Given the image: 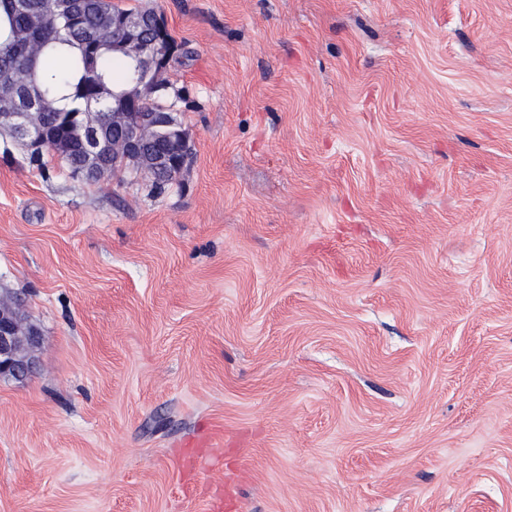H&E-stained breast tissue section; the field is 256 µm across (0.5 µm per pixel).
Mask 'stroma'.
<instances>
[{
	"label": "stroma",
	"mask_w": 512,
	"mask_h": 512,
	"mask_svg": "<svg viewBox=\"0 0 512 512\" xmlns=\"http://www.w3.org/2000/svg\"><path fill=\"white\" fill-rule=\"evenodd\" d=\"M192 162L89 183L0 130V512H512V0H120ZM39 332L13 301H0V379H27L35 368Z\"/></svg>",
	"instance_id": "obj_1"
}]
</instances>
